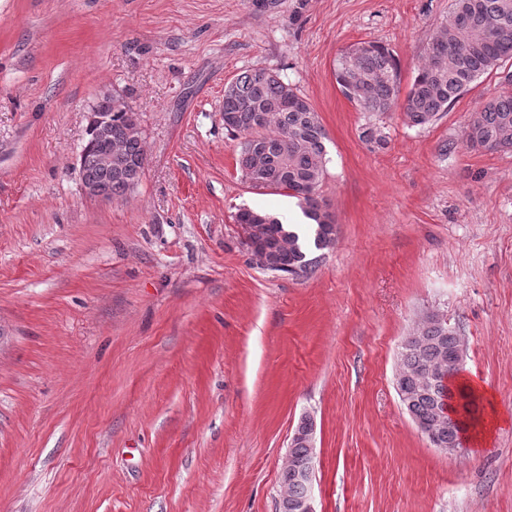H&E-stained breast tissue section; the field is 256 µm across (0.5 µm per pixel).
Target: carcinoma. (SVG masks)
<instances>
[{"label": "carcinoma", "instance_id": "carcinoma-1", "mask_svg": "<svg viewBox=\"0 0 512 512\" xmlns=\"http://www.w3.org/2000/svg\"><path fill=\"white\" fill-rule=\"evenodd\" d=\"M512 60V0H454L451 19L430 42L425 63L418 69L406 95H401L393 55L371 43L345 49L336 62L341 93L366 112H391L401 107L410 123L425 126L469 90L479 77ZM506 87L470 113L462 141L470 148L490 152L512 151V72L503 76ZM112 112V147L117 166L107 179L97 152H85L82 173L114 197L122 196L142 177L145 154L138 122L132 112L110 106L106 98L95 105ZM224 129L237 140L236 167L254 188L288 191L312 221L313 239L302 238L272 215L240 208L237 224L261 227L254 245L268 257L266 270L297 275L312 264L310 248L323 250L336 240V224L320 194L325 176L327 132L306 97L266 69L246 70L224 88ZM459 337L436 313L426 316L419 333L407 337L401 350L396 389L402 405L425 435L446 443L459 432L479 424L482 402L460 386L464 419L440 418L438 396L430 374L452 369ZM314 421L301 417L298 436L288 451L291 464L306 457Z\"/></svg>", "mask_w": 512, "mask_h": 512}]
</instances>
